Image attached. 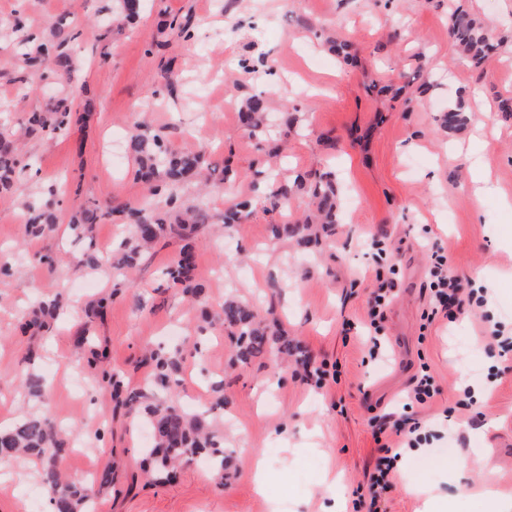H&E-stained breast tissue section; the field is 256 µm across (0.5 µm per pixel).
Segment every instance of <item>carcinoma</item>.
I'll use <instances>...</instances> for the list:
<instances>
[{"instance_id":"carcinoma-1","label":"carcinoma","mask_w":512,"mask_h":512,"mask_svg":"<svg viewBox=\"0 0 512 512\" xmlns=\"http://www.w3.org/2000/svg\"><path fill=\"white\" fill-rule=\"evenodd\" d=\"M117 15L115 22L126 25L139 18L141 6L134 0H115ZM164 28L181 39L191 37L190 20L173 17L164 23ZM448 32L460 54L473 67L479 68L494 47L490 24L469 12L464 5L455 2L448 11ZM325 43L336 56L346 62L356 59L352 44L340 39L326 37ZM53 62L61 68L69 67L70 53L67 40L40 43L33 51L21 54L17 68L24 72L31 66ZM469 111L466 92L458 91L448 101L442 127L457 131L466 124ZM268 97L258 92L246 97L238 113L241 127L248 136L263 141L270 135L268 120ZM72 120L71 100L66 92L60 93L52 107L46 111L29 113L22 135H58L68 131ZM20 138L7 131H0V194L12 191L17 169L21 164L19 156ZM134 158L135 178L148 186L151 195L164 197L165 207L158 208L151 201L138 208L122 205L107 206L96 212L88 208L75 210L70 217L69 228L78 237L92 238L93 224L115 213L125 216L131 228V235L121 239L116 252L117 261L111 263L112 277L126 276L139 257L152 248L156 242L170 234H176L181 246L176 259L166 268L165 275L182 292L205 304L203 288L193 282L191 271L198 249L195 237L197 226L217 222L232 227L250 214L253 200L242 198L226 207L217 217L203 206H185L179 195L180 184L189 175L199 176L211 167L202 153L172 152L159 134L136 132L127 145ZM270 188L263 198L268 212L286 215L291 209L292 199L303 194L311 206L309 213L292 221L275 224L272 227L276 239H293L301 244H310L321 236L331 233L336 223L340 206V195L336 175L325 172L319 175L297 173L284 179L273 170L269 176ZM21 215L26 236L43 237L56 228L58 215L52 203H37L26 200L21 205ZM64 310L61 299L40 302L28 314L26 328H43L47 320ZM202 320L229 331L235 338L232 360L248 362L265 355L288 357L301 354L288 337L275 335L270 331L266 319L262 318L247 300L229 296L218 306L203 308ZM154 368L147 378L150 388L171 390L176 385L179 371L177 353L158 351L153 354ZM112 392V399L118 406L134 407L139 394L127 391L119 373L106 378ZM21 392L39 399L46 392L43 377L26 370L19 377ZM209 410L185 413L164 401L144 409L143 419L154 434V446L147 449L151 472L154 476L167 477L176 466L196 455H207L212 460V470L219 480L224 479V470L231 454L222 448L215 435L208 428ZM65 448L57 438L55 427L44 415H29L19 420L12 429L0 433V460L32 458L39 462V482L50 495L55 512H94L95 482H75L66 477L63 467Z\"/></svg>"}]
</instances>
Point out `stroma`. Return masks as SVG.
Wrapping results in <instances>:
<instances>
[{"label": "stroma", "instance_id": "1", "mask_svg": "<svg viewBox=\"0 0 512 512\" xmlns=\"http://www.w3.org/2000/svg\"><path fill=\"white\" fill-rule=\"evenodd\" d=\"M472 11L506 37L508 50L481 68L461 62L448 34V0H142L136 24L109 32L102 21L114 0H0V105L11 126L44 110L60 89L74 96L67 134L24 139L38 176L22 172L0 198V267L10 270L0 292V429L29 414H46L68 453L70 477L94 479L114 468L112 484L97 498L98 512H332L335 493L346 512H368L369 476L377 458V418L399 410L421 368L434 377L436 394L418 411L427 440L411 456L406 478L433 488L450 512H483L477 494L481 472L453 471L464 455L482 457L495 470L498 491L512 498V351L490 337L512 328V116L498 110L512 96V0H468ZM191 17V39L160 33L163 17ZM339 30L356 43L359 63L349 66L322 47L321 35ZM68 37L72 67L67 85L52 71L30 73L32 91L16 79L15 42ZM425 52L427 66L415 61ZM264 59L274 76L242 74L240 58ZM403 87L401 100L367 95L369 81ZM270 91L275 108L296 105L300 127L287 139L258 144L243 132L224 97ZM467 90L471 108H487L482 124L445 134L436 119L449 95ZM163 133L177 153L205 151L237 181L208 196L222 212L237 196L255 194L261 173L279 166L283 176L335 170L343 195L357 207L340 212L333 235L305 247L272 239V218L255 211L223 235L203 225L193 278L209 303L235 292L272 313L302 358L232 362L235 339L217 326L200 329V309L162 274L178 241L162 239L137 275L120 286L102 283L81 266L86 247L109 252L125 233L120 217L101 221L92 242L67 228L81 204L138 205L148 195L134 176L126 142L138 122ZM493 188L475 195L473 161ZM52 199L60 224L45 238H28L16 219L20 200ZM387 243L378 256L374 240ZM448 258L467 303L454 318L427 322L426 287L432 252ZM397 268V287L383 323L384 361L371 359L363 325L377 271ZM112 294L95 321L103 367H89L75 349L58 357L56 341L73 338L68 316L56 337L22 334L30 306L62 296L77 306ZM179 349L184 386L172 397L178 409L212 411L217 433L232 448L227 482L217 485L210 460L195 458L169 482L139 477L144 430L129 419L109 420L103 370L122 373L143 388L151 371L146 349ZM51 387L40 403L17 384L26 355ZM325 365L335 380L315 386L304 360ZM224 386L216 406L213 387ZM450 417H443V410ZM265 458V495L253 488L257 458ZM342 477L340 489L324 481ZM405 478V479H406ZM0 512H48L49 496L34 475L16 465L0 470Z\"/></svg>", "mask_w": 512, "mask_h": 512}]
</instances>
